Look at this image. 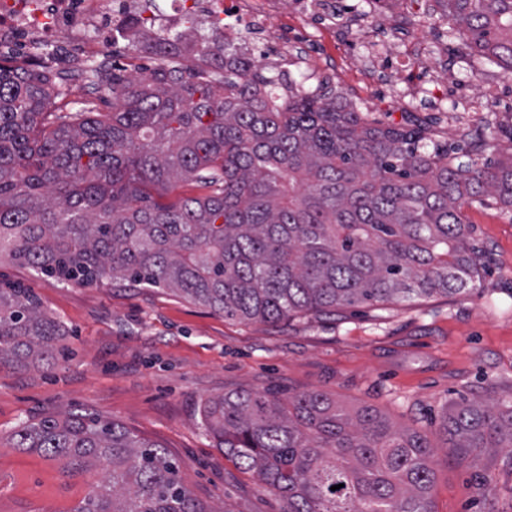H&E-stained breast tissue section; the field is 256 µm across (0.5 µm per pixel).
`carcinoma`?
I'll return each mask as SVG.
<instances>
[{"label":"carcinoma","instance_id":"obj_1","mask_svg":"<svg viewBox=\"0 0 512 512\" xmlns=\"http://www.w3.org/2000/svg\"><path fill=\"white\" fill-rule=\"evenodd\" d=\"M436 3L463 53L512 76V0ZM148 51L160 61L150 74L112 76V111L68 123L50 112L45 74L0 63V260L61 282L163 288L247 322L475 289L483 265L464 208L512 209V154L458 162L418 130L368 121L326 83L309 95L252 72L227 46L224 62L187 73L173 65L178 39ZM180 180L206 193L164 201ZM63 336L32 289L0 288V365L48 366ZM201 418L283 512H433L429 440L375 410L241 391L205 402ZM443 429L455 454L512 460V404L464 399ZM5 441L106 471L74 512H223L115 420L50 415Z\"/></svg>","mask_w":512,"mask_h":512}]
</instances>
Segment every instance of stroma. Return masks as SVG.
<instances>
[{"instance_id":"obj_1","label":"stroma","mask_w":512,"mask_h":512,"mask_svg":"<svg viewBox=\"0 0 512 512\" xmlns=\"http://www.w3.org/2000/svg\"><path fill=\"white\" fill-rule=\"evenodd\" d=\"M436 8L435 0H418L408 11L394 0L378 19L381 38L410 67L439 71L427 87L429 100L451 105L485 89L463 121L423 107L395 110L382 84L361 74L360 62L373 55L367 39L333 42L327 27L293 9L287 62L272 57L256 69H287L308 91L329 84L369 120L421 129L427 141L482 161L512 153V77L479 55L460 61L432 20ZM110 54L112 66L92 89L75 90L62 67H47L61 92L54 109L111 111L113 74H147L156 66L125 40L113 41ZM410 67L392 74L391 83L410 79ZM464 213L483 250V277L471 295L363 304L273 324L227 318L161 288L65 284L0 261V287L33 289L66 331L51 366L0 367V436L59 412H93L165 448L200 502L226 512H282V498L205 435L200 407L241 390L282 397L318 390L348 410L369 407L427 436L435 448V512H512V459L501 452L453 455L441 429L452 401H512V211L486 201ZM478 472L492 476L483 496L473 483ZM101 478L66 471L38 453L2 450L0 512H73Z\"/></svg>"}]
</instances>
